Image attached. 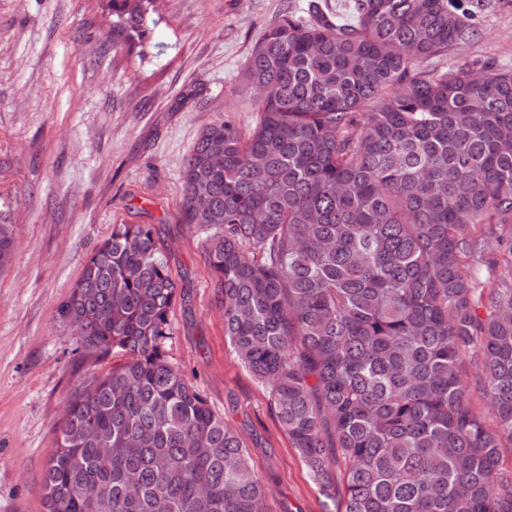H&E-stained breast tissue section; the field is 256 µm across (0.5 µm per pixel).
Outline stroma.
Returning a JSON list of instances; mask_svg holds the SVG:
<instances>
[{
	"label": "stroma",
	"instance_id": "stroma-1",
	"mask_svg": "<svg viewBox=\"0 0 512 512\" xmlns=\"http://www.w3.org/2000/svg\"><path fill=\"white\" fill-rule=\"evenodd\" d=\"M309 0H168L131 47L113 49L106 0H0V512H44L40 486L72 390L111 361L81 363L57 309L117 224H150L180 288L168 360L242 436L270 512H326L267 390L224 339L205 233L182 221V168L204 128L253 127L241 74L255 45ZM430 61L512 69V0Z\"/></svg>",
	"mask_w": 512,
	"mask_h": 512
}]
</instances>
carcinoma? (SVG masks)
Masks as SVG:
<instances>
[{
    "mask_svg": "<svg viewBox=\"0 0 512 512\" xmlns=\"http://www.w3.org/2000/svg\"><path fill=\"white\" fill-rule=\"evenodd\" d=\"M112 47L165 0H108ZM484 0L292 13L242 74L260 118L206 127L183 165L224 336L268 390L327 512H512V70L421 68ZM0 224V270L12 261ZM179 285L151 224H116L58 307L76 360L45 512H268L240 434L166 357ZM473 357L487 413L464 376Z\"/></svg>",
    "mask_w": 512,
    "mask_h": 512,
    "instance_id": "cac0c4a2",
    "label": "carcinoma"
}]
</instances>
